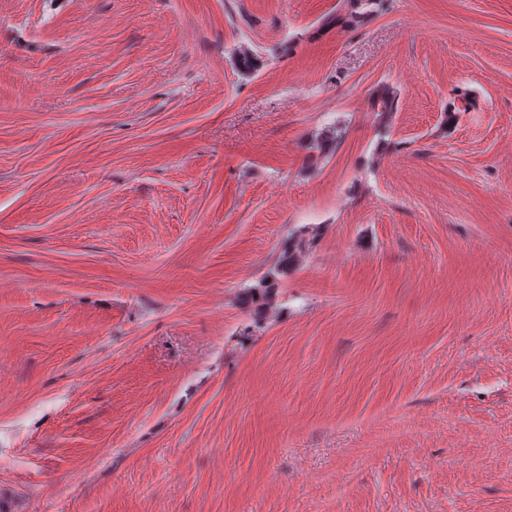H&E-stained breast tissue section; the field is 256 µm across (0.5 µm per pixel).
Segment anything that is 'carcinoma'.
Returning <instances> with one entry per match:
<instances>
[{
  "mask_svg": "<svg viewBox=\"0 0 512 512\" xmlns=\"http://www.w3.org/2000/svg\"><path fill=\"white\" fill-rule=\"evenodd\" d=\"M373 111L383 117L390 116L398 109V94L388 87L372 91ZM343 128L329 126L312 137V148L321 153L336 148L343 139ZM320 235L318 228L302 227L291 233L282 243L275 262L263 273L256 284L245 288L240 300L253 309L256 321H261L264 313L271 308L281 281L293 272L304 255Z\"/></svg>",
  "mask_w": 512,
  "mask_h": 512,
  "instance_id": "1",
  "label": "carcinoma"
}]
</instances>
